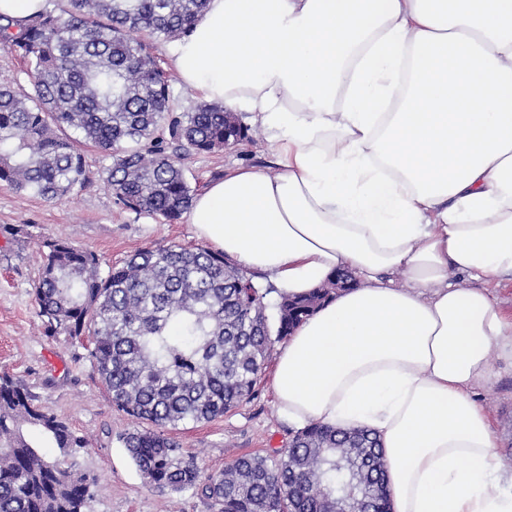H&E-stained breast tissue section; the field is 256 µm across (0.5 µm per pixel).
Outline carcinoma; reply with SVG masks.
<instances>
[{"label":"carcinoma","instance_id":"carcinoma-1","mask_svg":"<svg viewBox=\"0 0 512 512\" xmlns=\"http://www.w3.org/2000/svg\"><path fill=\"white\" fill-rule=\"evenodd\" d=\"M207 0H68L58 13L0 17V47L22 57L31 92L0 82V183L63 201L88 180L84 147L110 159L104 179L118 203L175 221L195 196L179 158L248 138L224 107L170 111V78L151 41L187 32ZM166 126L169 139L156 132ZM34 288L42 333L79 339L113 404L146 424L123 444L146 483L191 491L218 512H390L382 454L364 430L312 425L280 458L244 456L202 477L165 430L210 421L250 398L272 340L262 290L224 255L179 246L137 249L101 275L98 259L65 240L43 242ZM347 277L278 303L286 338ZM36 396L0 374V512H88L96 479L67 458L86 447ZM40 428L60 449L26 441Z\"/></svg>","mask_w":512,"mask_h":512}]
</instances>
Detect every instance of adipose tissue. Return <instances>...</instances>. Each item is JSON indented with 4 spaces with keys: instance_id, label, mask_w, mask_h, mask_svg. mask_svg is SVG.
I'll list each match as a JSON object with an SVG mask.
<instances>
[{
    "instance_id": "obj_1",
    "label": "adipose tissue",
    "mask_w": 512,
    "mask_h": 512,
    "mask_svg": "<svg viewBox=\"0 0 512 512\" xmlns=\"http://www.w3.org/2000/svg\"><path fill=\"white\" fill-rule=\"evenodd\" d=\"M168 53L277 156L195 196L199 238L281 298L355 279L278 347L280 416L375 433L391 512H512L471 396L512 357V0H209Z\"/></svg>"
}]
</instances>
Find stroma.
Masks as SVG:
<instances>
[{"mask_svg":"<svg viewBox=\"0 0 512 512\" xmlns=\"http://www.w3.org/2000/svg\"><path fill=\"white\" fill-rule=\"evenodd\" d=\"M247 141L224 150L188 156L183 166L192 187L237 167L275 173V154L264 132L250 125ZM90 182L63 202L0 185V372H8L36 396L40 408L64 422L89 445L71 456L76 472L97 478L89 512H216L211 501L189 491L149 487L121 437L137 428L119 410L89 358L88 339L44 336L33 290L41 273L44 240L63 238L94 253L102 267L120 265L138 248L201 246L186 219L167 222L118 204L103 180L109 160L86 149ZM492 377L473 391L487 412L498 451L512 461V361L492 354ZM273 360H266L255 393L223 416L171 431L184 452L197 455L204 474L216 475L240 457H271L287 448L294 428L277 411L272 390Z\"/></svg>","mask_w":512,"mask_h":512,"instance_id":"1","label":"stroma"}]
</instances>
